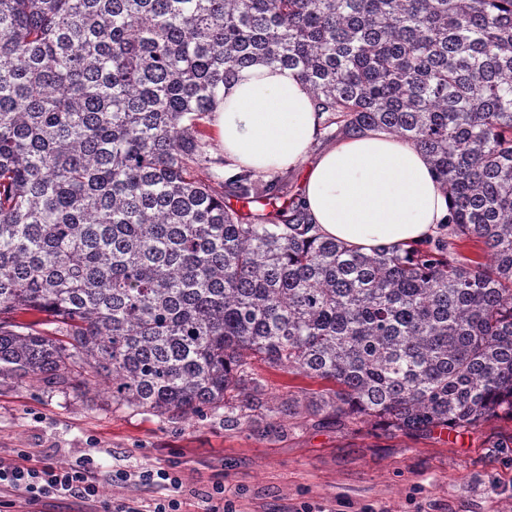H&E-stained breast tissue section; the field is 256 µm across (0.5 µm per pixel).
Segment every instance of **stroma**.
<instances>
[{"mask_svg":"<svg viewBox=\"0 0 512 512\" xmlns=\"http://www.w3.org/2000/svg\"><path fill=\"white\" fill-rule=\"evenodd\" d=\"M254 369L265 406L234 428L220 411L159 418L114 405L103 384L0 378V458L83 462L102 481L95 503L45 499L31 507L0 492V512H114L132 500L152 512L175 496L184 512H205L217 483L237 512H512V450L500 445L512 420L390 438L303 409L271 428L267 407L314 383L260 362ZM142 467L175 469L181 489L132 480ZM119 472L128 480H116Z\"/></svg>","mask_w":512,"mask_h":512,"instance_id":"stroma-1","label":"stroma"}]
</instances>
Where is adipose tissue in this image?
<instances>
[{"label":"adipose tissue","mask_w":512,"mask_h":512,"mask_svg":"<svg viewBox=\"0 0 512 512\" xmlns=\"http://www.w3.org/2000/svg\"><path fill=\"white\" fill-rule=\"evenodd\" d=\"M321 122L292 70L257 65L225 85L212 113L219 148L238 169L304 168L302 199L320 235L367 254L432 237L448 196L423 155L389 132L367 130L314 156Z\"/></svg>","instance_id":"adipose-tissue-1"}]
</instances>
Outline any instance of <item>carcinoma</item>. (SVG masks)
Listing matches in <instances>:
<instances>
[{"mask_svg": "<svg viewBox=\"0 0 512 512\" xmlns=\"http://www.w3.org/2000/svg\"><path fill=\"white\" fill-rule=\"evenodd\" d=\"M255 64L423 152L440 235L364 254L279 177L199 179ZM253 359L393 436L512 418V0H0V376L234 425Z\"/></svg>", "mask_w": 512, "mask_h": 512, "instance_id": "obj_1", "label": "carcinoma"}]
</instances>
